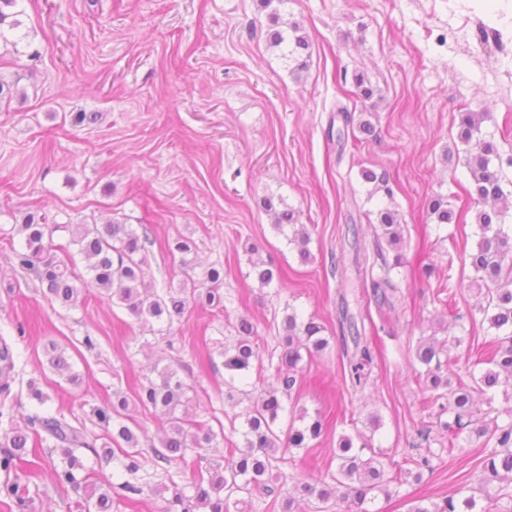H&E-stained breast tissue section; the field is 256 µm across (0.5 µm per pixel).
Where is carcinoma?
Listing matches in <instances>:
<instances>
[{
  "instance_id": "obj_1",
  "label": "carcinoma",
  "mask_w": 512,
  "mask_h": 512,
  "mask_svg": "<svg viewBox=\"0 0 512 512\" xmlns=\"http://www.w3.org/2000/svg\"><path fill=\"white\" fill-rule=\"evenodd\" d=\"M18 0H0V43L8 46L12 40L3 29L8 25L14 30L21 25L18 19H10L6 8L17 6ZM291 54L295 68L307 67V60L298 56V51L308 48L307 37L300 33V27L292 25ZM461 142L475 146L476 152L470 155L468 167L471 176L470 195L480 209L476 211V235L478 241L474 250L466 256L470 267L479 280L495 284L493 288H482V301L479 311L496 334L488 340V357L473 364L479 368L472 376L474 386L467 384L456 388L451 386L448 377L450 361H442L448 355V341L434 337L420 341L414 352L417 367L413 368V378L419 386L426 406L436 410L437 424L448 434V450L458 448V440L464 433L483 436L487 433L495 438L494 448L487 451L482 461L485 479L480 492L489 501L512 500V421L490 425L474 417V394L483 396L487 406H492L498 387H512V225L504 223L509 209L508 194L503 189L501 174L491 167V157L497 155L493 141L482 136L479 115L466 112L461 116ZM364 181L372 185L369 196L382 193L392 197L389 179L384 174L371 170L362 171ZM266 210L274 218L273 228L283 234L288 227L293 228L288 243L299 248L300 255H309L308 235L304 228L295 227L294 212L278 210L272 200L265 202ZM431 216L439 224H447L454 218L443 196L433 197L428 204ZM379 226L390 245L402 243L400 224L394 213L379 212ZM64 229L71 234L72 244L79 246V253L86 262V269L100 294L113 304L125 306L131 315L140 319L149 317L157 322L173 323L174 318L183 316L186 311L198 304L209 305L221 302L220 286L224 283V270L211 267L206 271V282L210 287L200 290L193 276L189 275L174 291L162 294L152 292L144 284L145 244L150 241L147 231L137 233L125 224L114 222L98 226L96 224H51L45 215L29 213L17 231L24 238V250L17 253L21 268L32 272L38 279L44 295L65 306H75L84 301L83 277L76 271L75 263L59 253L64 248L54 243L53 234ZM403 257L396 254L393 264L381 266L382 275L372 280L373 296L379 308H392V292L395 287L391 271L402 266ZM258 282L263 286L275 280H282L285 272L262 260L252 262ZM346 297H341V322L348 325L355 351L350 361V377L354 386L367 381L365 368L372 362L368 346L361 343V336L353 317L348 315ZM324 327L314 318H300L292 311L282 322V354L275 366L277 385L262 391L253 407L241 415L243 447L228 449L224 457V470H192L191 498L176 492L168 501L167 512H193L195 507H204L207 512H230V506L245 502V497L255 493L270 496L274 493L273 467L277 460L278 436L274 425L285 410L283 398L291 397L300 372L299 363L303 360L301 351L312 357L324 351L328 338L322 336ZM46 362L53 371L68 374V380L76 382L79 375L71 372V364L65 349L56 341L43 345ZM259 360L255 337L249 323L243 321L238 326L235 344L224 349V369L231 372L249 370ZM15 352L12 343L0 336V470L10 473L15 461L29 454L30 441L44 442L51 439L60 449V466L54 469L57 482L82 492L81 499L75 501V512H112L111 484L100 473L89 470L75 450L92 448L99 458L109 459L119 453L124 457L123 467L129 473L140 468L139 438L123 420V412L129 406L141 407L146 411L160 414L164 418L163 434L160 437L161 450L158 458L188 462L187 455L201 448H213L218 444V434L192 418V387L177 377L173 369L159 372V379L141 384L130 396L114 393L112 403L95 411L103 428L104 443L95 449L84 434V430L73 425L64 415L50 412H35L24 418L25 426H20L14 407L9 403L11 386L15 380ZM448 420H442L443 415ZM300 424L288 429V448H308L321 439L327 431L321 415L311 416L307 411L298 413ZM336 485L347 490L360 506L361 512H373L368 505L375 501L377 494H389V485L394 482L383 452L375 451L366 445H354L349 436H342L336 448ZM296 491L308 500L320 505L329 502L333 491L319 485V482L301 480L296 482ZM4 496L20 510L28 508V489L19 481L7 482L0 486ZM476 506L474 497L461 500L455 495L442 499L430 507L414 504L408 512H457L465 509L473 512Z\"/></svg>"
}]
</instances>
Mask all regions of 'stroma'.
<instances>
[{"label": "stroma", "instance_id": "1", "mask_svg": "<svg viewBox=\"0 0 512 512\" xmlns=\"http://www.w3.org/2000/svg\"><path fill=\"white\" fill-rule=\"evenodd\" d=\"M18 9L17 50H0V76L19 82L0 105V334L17 354L18 417L34 409L27 396L34 379L49 409L92 440L102 434L93 411L113 390L133 393L170 367L193 386L197 420L224 429L221 447L201 451V465L223 463L226 448L243 444L242 413L269 383L253 369L229 376L224 350L247 318L260 357L279 356L278 329L293 309L314 317L330 339L325 353L302 360L298 388L300 406L321 413L328 432L316 447L280 449L278 490L253 496L245 512H283L300 479L333 484L344 435L382 449L392 463L390 494L376 498L375 512H407L412 501L428 505L460 489L477 493L490 442L463 436L449 451L411 372L420 337L460 336L452 370L470 382L464 359L492 336L464 264L477 241L476 206L458 134L461 113H484L483 135L512 157V0H20ZM291 24L310 44L300 73L291 43L269 42L273 29ZM358 73L377 86L372 99L358 96ZM341 107L368 120L374 135L339 144ZM365 169L386 174L392 197L369 196ZM438 194L455 223L430 218L428 202ZM267 196L304 224L309 260L274 230L262 206ZM385 206L399 214L404 257L391 273L397 292L387 314L372 305L354 264L359 251L377 267L393 258L377 224ZM33 211L58 225L54 241L80 272L85 263L66 225L146 229L145 282L158 292L182 282L167 244L187 238L199 266H223L221 302L190 308L162 333L94 288L74 307L49 300L15 259L23 249L15 226ZM254 256L284 269L283 282L260 286ZM343 297L364 320L374 357L358 392L348 381L354 346L337 321ZM89 338L94 348H86ZM50 340L66 348L80 384L48 367L42 346ZM126 421L140 439L136 475L118 460L101 464L90 449L78 451L109 478L112 512H164L174 492L193 496L181 464L154 454L157 417L132 408ZM426 425L427 443L418 437ZM429 451L434 471L411 476L413 457ZM59 462L43 446L33 463L19 465L31 512H70L76 495L56 483ZM129 483L143 489L133 511Z\"/></svg>", "mask_w": 512, "mask_h": 512}]
</instances>
